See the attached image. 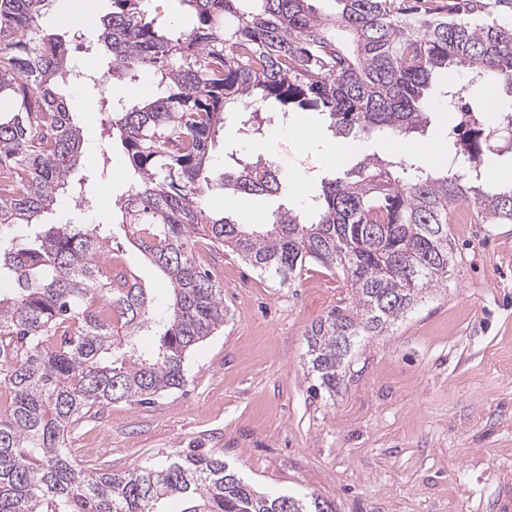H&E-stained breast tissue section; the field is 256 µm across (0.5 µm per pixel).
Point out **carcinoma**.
Segmentation results:
<instances>
[{
	"instance_id": "carcinoma-1",
	"label": "carcinoma",
	"mask_w": 512,
	"mask_h": 512,
	"mask_svg": "<svg viewBox=\"0 0 512 512\" xmlns=\"http://www.w3.org/2000/svg\"><path fill=\"white\" fill-rule=\"evenodd\" d=\"M51 0H0V231L28 234L0 251V512H324L327 502L262 492L215 452L189 451L123 473L71 460L68 437L96 408L149 403L187 383L191 351L224 325V289L198 261L195 244L228 249L278 284L290 285L313 262L339 273L348 302L308 333L313 394H336L345 360L364 336L404 318L423 294L448 285L454 204L471 224H512V182L486 178V150L512 135V22L480 18L483 0L411 14L395 0H335L322 14L311 0H179L187 6L174 33L150 16L148 0H109L98 41L112 74L140 91L106 112L104 133L127 160L110 224H46L82 155L80 129L56 92L73 72L70 39L44 29ZM468 69L494 102V119H476L448 141V164H423L401 148L418 144L433 110L426 93L440 84L445 111H460ZM327 116L342 140L374 134L392 141L381 157L363 156L321 185L302 217L282 204L260 224L215 216L205 198L256 200L280 194L275 167L227 156L213 178L210 151L225 112L241 129L266 133V120L294 108ZM124 233L166 277L171 302L154 299L130 273L102 269ZM149 330L155 351L138 349Z\"/></svg>"
}]
</instances>
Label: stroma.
Here are the masks:
<instances>
[{"mask_svg":"<svg viewBox=\"0 0 512 512\" xmlns=\"http://www.w3.org/2000/svg\"><path fill=\"white\" fill-rule=\"evenodd\" d=\"M109 83L66 91L84 152L70 182L84 207L62 202L50 222L112 221L126 161L99 133L100 102L128 98ZM306 125L309 147L289 136ZM333 139L316 112L291 114L251 139L227 114L212 162L263 155L283 183L301 176L308 196L336 175L324 159ZM447 287L433 291L387 333L349 355L333 397H311L307 333L348 298L342 277L311 264L279 286L235 253L203 262L224 287V325L190 355L188 382L154 403H112L69 438L73 460L121 473L190 448L214 451L241 478L273 494L316 495L333 512H512V224H454ZM117 252L155 298L162 273L125 237Z\"/></svg>","mask_w":512,"mask_h":512,"instance_id":"1","label":"stroma"}]
</instances>
